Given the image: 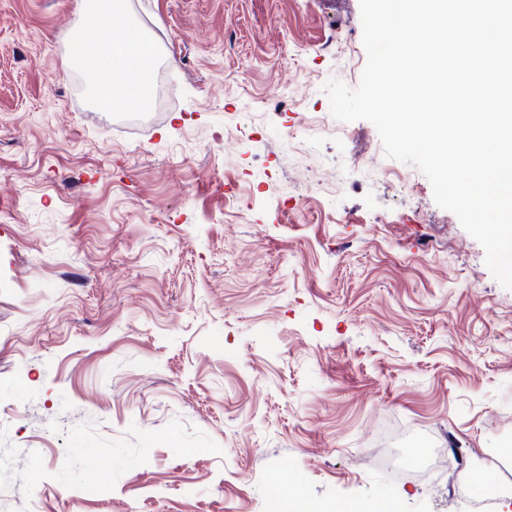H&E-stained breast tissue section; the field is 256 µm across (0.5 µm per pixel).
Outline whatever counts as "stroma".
I'll return each instance as SVG.
<instances>
[{
  "label": "stroma",
  "mask_w": 512,
  "mask_h": 512,
  "mask_svg": "<svg viewBox=\"0 0 512 512\" xmlns=\"http://www.w3.org/2000/svg\"><path fill=\"white\" fill-rule=\"evenodd\" d=\"M162 113L63 62L85 0H0V512H512V290L333 117L360 0H130ZM103 467L87 490L85 475ZM278 512H315L316 506L305 500L298 485H290L280 493Z\"/></svg>",
  "instance_id": "obj_1"
}]
</instances>
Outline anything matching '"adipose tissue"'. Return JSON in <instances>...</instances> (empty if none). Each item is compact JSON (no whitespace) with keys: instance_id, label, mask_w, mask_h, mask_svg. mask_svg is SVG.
I'll use <instances>...</instances> for the list:
<instances>
[{"instance_id":"1","label":"adipose tissue","mask_w":512,"mask_h":512,"mask_svg":"<svg viewBox=\"0 0 512 512\" xmlns=\"http://www.w3.org/2000/svg\"><path fill=\"white\" fill-rule=\"evenodd\" d=\"M122 6L123 0H93L87 24L116 30L121 37L114 41L80 39L69 60L81 66L102 105L109 108L118 102L133 110L147 102L150 79L157 76L158 65L155 49L128 31L120 13Z\"/></svg>"}]
</instances>
